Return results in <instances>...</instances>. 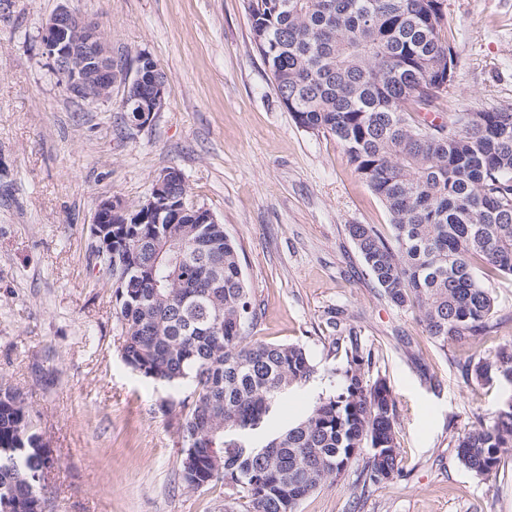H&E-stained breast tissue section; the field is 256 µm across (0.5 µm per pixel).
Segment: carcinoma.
<instances>
[{
  "label": "carcinoma",
  "instance_id": "cac0c4a2",
  "mask_svg": "<svg viewBox=\"0 0 512 512\" xmlns=\"http://www.w3.org/2000/svg\"><path fill=\"white\" fill-rule=\"evenodd\" d=\"M434 0H256L253 39L276 94L292 102L295 123L329 133L354 171L384 203L393 228L371 224L348 235L372 280L397 307L417 309L427 335L442 346L477 350L495 313L478 281L479 257L512 276V112H462L435 124L408 119L440 70L457 60L443 24L425 17ZM185 186H165L160 216L142 221L141 204L112 218V256L92 253L112 279L122 358L133 372L168 384L186 381L179 430L186 454L181 480L197 489L222 478L246 512H296L299 503L343 474L364 449L362 488L402 476L395 402L386 381L366 377L357 341L344 348L336 391L318 398L296 423L264 438L262 456L226 449L269 421L290 388L315 372L300 344L249 342L257 321L238 250L222 224L185 215ZM210 242L203 254L193 241ZM512 343L493 357H470L466 377L504 385ZM20 393L0 382V512H43L52 461ZM457 456L479 476L512 455V405L458 434Z\"/></svg>",
  "mask_w": 512,
  "mask_h": 512
}]
</instances>
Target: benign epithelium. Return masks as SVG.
Here are the masks:
<instances>
[{
	"instance_id": "7a95c632",
	"label": "benign epithelium",
	"mask_w": 512,
	"mask_h": 512,
	"mask_svg": "<svg viewBox=\"0 0 512 512\" xmlns=\"http://www.w3.org/2000/svg\"><path fill=\"white\" fill-rule=\"evenodd\" d=\"M70 0L61 4L45 20L41 28L42 54L49 60L65 91L71 97L90 104L112 99V56L109 42L99 28L80 17L69 7ZM164 84L155 82L153 94L137 104L130 121L139 126L150 122L159 111ZM117 200L106 198L96 207L91 226L95 246L101 253H112V237H103L98 225L112 223V214L119 211Z\"/></svg>"
}]
</instances>
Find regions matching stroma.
Segmentation results:
<instances>
[{
	"label": "stroma",
	"instance_id": "obj_1",
	"mask_svg": "<svg viewBox=\"0 0 512 512\" xmlns=\"http://www.w3.org/2000/svg\"><path fill=\"white\" fill-rule=\"evenodd\" d=\"M58 3L15 0L0 19V382L24 394L54 460L45 512H243L224 481L183 485L178 403L190 385L124 364L115 290L88 262L98 202L139 203L171 167L238 249L258 314L250 340L303 345L317 366L270 428L334 392L336 343L352 336L371 354L367 376L395 397L402 477L361 489L362 455L297 512H512V459L485 478L454 448L504 390L466 380L468 345L433 341L368 275L347 227L388 237L390 215L336 138L304 131L281 104L248 0H72L112 49V98L95 105L72 99L41 55ZM444 13L457 66L432 119L512 110V0H444ZM140 53L166 93L137 127L119 105ZM472 266L496 301L490 357L512 342V277Z\"/></svg>",
	"mask_w": 512,
	"mask_h": 512
}]
</instances>
